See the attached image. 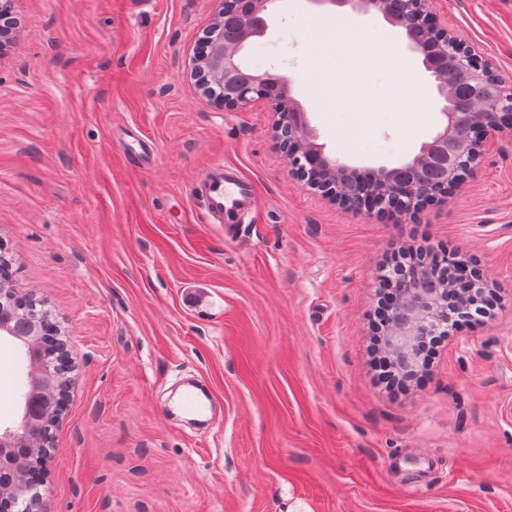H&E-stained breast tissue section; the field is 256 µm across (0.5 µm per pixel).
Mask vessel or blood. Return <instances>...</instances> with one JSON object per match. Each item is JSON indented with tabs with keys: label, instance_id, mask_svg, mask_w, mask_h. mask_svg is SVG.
I'll return each instance as SVG.
<instances>
[{
	"label": "vessel or blood",
	"instance_id": "b4317fda",
	"mask_svg": "<svg viewBox=\"0 0 512 512\" xmlns=\"http://www.w3.org/2000/svg\"><path fill=\"white\" fill-rule=\"evenodd\" d=\"M196 190L205 200L207 221L230 227L240 224L248 212L259 205L253 184L240 176L235 168L216 162L201 175ZM179 409L189 415L205 418L212 411V396L187 390L178 402Z\"/></svg>",
	"mask_w": 512,
	"mask_h": 512
}]
</instances>
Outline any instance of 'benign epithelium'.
Listing matches in <instances>:
<instances>
[{
	"mask_svg": "<svg viewBox=\"0 0 512 512\" xmlns=\"http://www.w3.org/2000/svg\"><path fill=\"white\" fill-rule=\"evenodd\" d=\"M217 2L216 18L204 32L201 47L189 58L190 74L198 81L201 94L226 112L241 111L258 102L266 104L274 115V132L288 128V144L279 145V149L288 154L291 172L297 177L303 160L315 162L324 157L323 147L317 143L318 135L293 96L290 81L268 71H255L239 58L241 50L266 31L270 0ZM328 3L369 15L382 13L383 0H328ZM411 4L420 21L422 37L408 47L422 56L425 71L433 78L444 105L442 122L406 165L427 164L451 194L464 180L458 169L460 158L469 154L476 163L483 157L489 140L512 133V84H506L494 74L465 40L439 25L430 11L429 0H411ZM18 26L12 13L0 7V47L13 41ZM450 72L458 77L454 92L448 91ZM377 172L365 205L356 203L354 207H363L369 214L382 210L411 217L430 203L420 197V183L400 178L397 167L381 165ZM433 278V270L418 254L395 287L397 313L385 322L381 343L387 357L404 372L416 367L423 338L448 324V311L462 310L472 279L481 281L483 275L476 270L473 276L464 275L442 288L423 287ZM0 335L17 336L28 345L20 421L15 426L0 427V449H5L40 427L42 405L52 396L55 380L41 363L37 345L41 335L39 324L15 329L2 314Z\"/></svg>",
	"mask_w": 512,
	"mask_h": 512,
	"instance_id": "7a95c632",
	"label": "benign epithelium"
}]
</instances>
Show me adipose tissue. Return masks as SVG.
Returning <instances> with one entry per match:
<instances>
[{
    "mask_svg": "<svg viewBox=\"0 0 512 512\" xmlns=\"http://www.w3.org/2000/svg\"><path fill=\"white\" fill-rule=\"evenodd\" d=\"M330 34L327 44H315L310 49L309 62L301 74L303 81L318 89V79L328 57H335L336 64L330 70L336 86V105L344 108L353 102L352 85L356 76L374 67L392 70L397 78L393 93L381 100L377 109L381 112L410 110L413 117H421L428 109L425 91L419 82L412 62L402 55L392 38L353 25L344 16L326 24Z\"/></svg>",
    "mask_w": 512,
    "mask_h": 512,
    "instance_id": "1",
    "label": "adipose tissue"
}]
</instances>
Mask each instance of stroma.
Masks as SVG:
<instances>
[{
  "mask_svg": "<svg viewBox=\"0 0 512 512\" xmlns=\"http://www.w3.org/2000/svg\"><path fill=\"white\" fill-rule=\"evenodd\" d=\"M512 81V0H430ZM214 0H14L0 53V255L69 337L70 400L38 512H512V135L448 199L380 220L291 173L265 105L218 110L190 77ZM313 0H274L241 58L293 80L325 154L364 169L408 160L439 121L365 127L298 83L320 40ZM138 127L155 147L128 153ZM221 161L256 188L239 228L206 223L195 183ZM446 248L497 284L493 315L437 348L422 379L380 382L379 277ZM203 378L207 433L164 408ZM17 352L0 344V425L19 421Z\"/></svg>",
  "mask_w": 512,
  "mask_h": 512,
  "instance_id": "1",
  "label": "stroma"
}]
</instances>
